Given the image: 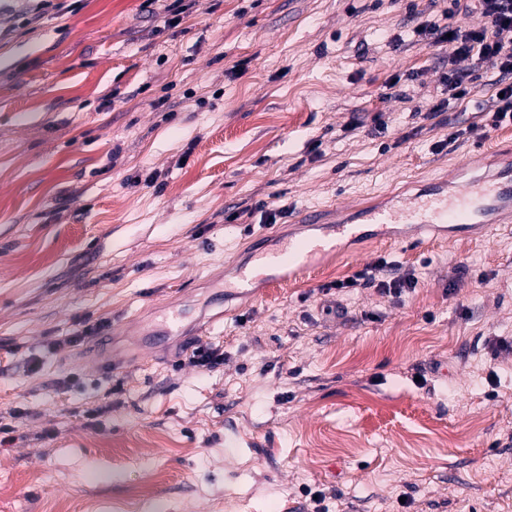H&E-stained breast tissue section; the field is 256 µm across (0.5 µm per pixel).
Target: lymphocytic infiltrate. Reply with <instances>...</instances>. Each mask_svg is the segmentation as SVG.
<instances>
[{
    "label": "lymphocytic infiltrate",
    "mask_w": 512,
    "mask_h": 512,
    "mask_svg": "<svg viewBox=\"0 0 512 512\" xmlns=\"http://www.w3.org/2000/svg\"><path fill=\"white\" fill-rule=\"evenodd\" d=\"M458 11L479 12L482 25L476 28L455 25L452 18ZM411 33L414 41L448 48L449 68L442 80L445 95L427 107L425 118L435 117L471 95L480 78L479 72L459 69L458 61L471 59L480 64L481 70L490 71L493 75L491 84L498 93L494 107L488 113L487 125L473 124L455 130L447 140L438 141V148H445L447 143L463 137H483L487 128L512 122V0H453L452 8L441 14L415 17ZM416 284L414 275L394 274L392 262L381 258L353 276L334 282L333 287L340 296L351 289L369 286L399 299L411 293Z\"/></svg>",
    "instance_id": "1"
}]
</instances>
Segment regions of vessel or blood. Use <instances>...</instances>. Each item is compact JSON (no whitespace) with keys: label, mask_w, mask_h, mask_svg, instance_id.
<instances>
[{"label":"vessel or blood","mask_w":512,"mask_h":512,"mask_svg":"<svg viewBox=\"0 0 512 512\" xmlns=\"http://www.w3.org/2000/svg\"><path fill=\"white\" fill-rule=\"evenodd\" d=\"M487 149L472 153L448 177L429 183L426 188L395 205L314 209L301 216L302 223L325 225L324 233L306 239H291L279 248L260 252L257 266L238 273L239 294H251L254 285L272 278L279 271L289 276L303 275L318 257L339 252L344 241L359 238L368 225L411 224L417 236L411 246L424 243L423 230L448 229L457 237L484 234L487 225L512 223V156L498 155L494 169L482 170Z\"/></svg>","instance_id":"b4317fda"}]
</instances>
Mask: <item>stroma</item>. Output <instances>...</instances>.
I'll list each match as a JSON object with an SVG mask.
<instances>
[{"label":"stroma","instance_id":"stroma-1","mask_svg":"<svg viewBox=\"0 0 512 512\" xmlns=\"http://www.w3.org/2000/svg\"><path fill=\"white\" fill-rule=\"evenodd\" d=\"M444 7L77 0L26 23L0 0V512H313L310 488L329 512H512V223L412 251L377 228L260 298L234 290L256 251L306 235L304 209L384 202L472 152L434 145L491 89L419 118L447 53L386 43ZM260 200L287 209L276 236ZM381 257L415 290L330 312L322 287ZM177 315L212 322L222 365H189L182 336L146 349ZM81 321L101 328L51 353ZM146 468L162 479L140 499Z\"/></svg>","mask_w":512,"mask_h":512}]
</instances>
